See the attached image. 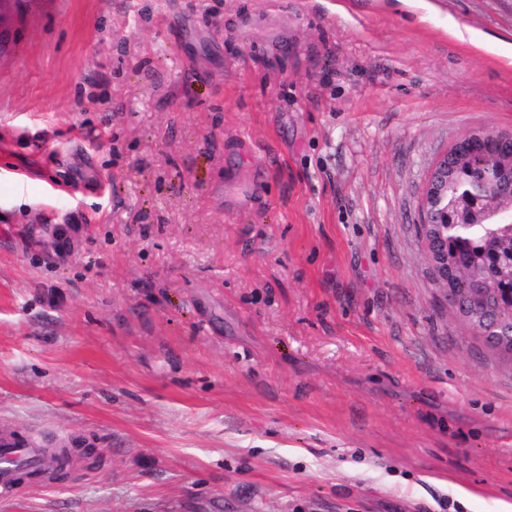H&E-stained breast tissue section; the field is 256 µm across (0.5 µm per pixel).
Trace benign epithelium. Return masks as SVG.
<instances>
[{"mask_svg": "<svg viewBox=\"0 0 512 512\" xmlns=\"http://www.w3.org/2000/svg\"><path fill=\"white\" fill-rule=\"evenodd\" d=\"M493 146L497 149L493 157L494 171L476 170L475 191L448 198V184L460 166ZM501 201L512 203V133L474 131L436 155L419 203L423 221L418 225V232L434 282L443 287L450 306L466 323L485 322L488 335L498 334L503 322H512V288L505 289L506 302L501 304V311L482 314L475 305L482 289L458 286L456 270L448 269V248L445 247L448 237L444 229L450 224L473 223L493 209L494 203ZM483 261L499 272L497 277L486 281L484 287L496 289L502 278L512 281L511 250L505 255L498 245H491L485 249Z\"/></svg>", "mask_w": 512, "mask_h": 512, "instance_id": "7a95c632", "label": "benign epithelium"}]
</instances>
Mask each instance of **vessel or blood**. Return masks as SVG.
Wrapping results in <instances>:
<instances>
[{
	"mask_svg": "<svg viewBox=\"0 0 512 512\" xmlns=\"http://www.w3.org/2000/svg\"><path fill=\"white\" fill-rule=\"evenodd\" d=\"M55 462L41 448L9 434H0V495H10L20 475L36 472L50 479Z\"/></svg>",
	"mask_w": 512,
	"mask_h": 512,
	"instance_id": "obj_1",
	"label": "vessel or blood"
}]
</instances>
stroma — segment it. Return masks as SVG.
Instances as JSON below:
<instances>
[{
  "label": "stroma",
  "instance_id": "obj_1",
  "mask_svg": "<svg viewBox=\"0 0 512 512\" xmlns=\"http://www.w3.org/2000/svg\"><path fill=\"white\" fill-rule=\"evenodd\" d=\"M498 37L512 0H10L0 433L103 460L0 512L512 505V363L416 229L512 132Z\"/></svg>",
  "mask_w": 512,
  "mask_h": 512
}]
</instances>
